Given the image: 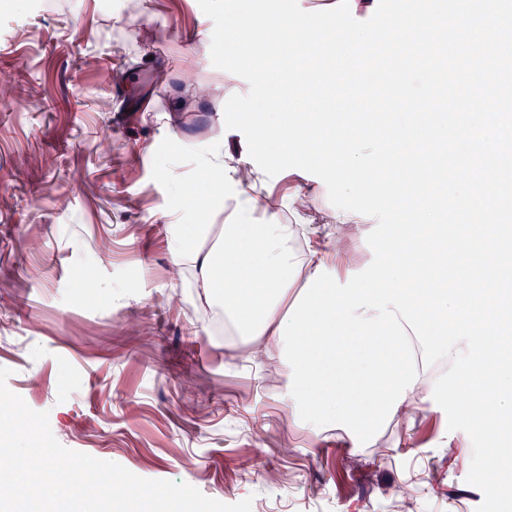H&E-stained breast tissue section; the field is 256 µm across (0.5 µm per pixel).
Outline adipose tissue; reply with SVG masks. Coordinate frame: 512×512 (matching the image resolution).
<instances>
[{
    "instance_id": "1",
    "label": "adipose tissue",
    "mask_w": 512,
    "mask_h": 512,
    "mask_svg": "<svg viewBox=\"0 0 512 512\" xmlns=\"http://www.w3.org/2000/svg\"><path fill=\"white\" fill-rule=\"evenodd\" d=\"M205 167L206 189L183 192L184 208L195 210L227 195L236 202L234 221L219 226L214 244L207 249L197 245L206 225H176L174 264L193 265L202 298L223 306L225 318L248 345L253 362L282 371L278 333L285 306L294 302L318 265L336 271L342 279L348 271L360 269L350 244L370 237L371 218L360 208H323L317 193L300 187L289 195L288 208L306 224V232L295 233L292 225L272 218L257 224L253 216L261 208L258 171L243 161L228 166L220 148L210 153ZM317 224L330 225L327 236L314 232Z\"/></svg>"
}]
</instances>
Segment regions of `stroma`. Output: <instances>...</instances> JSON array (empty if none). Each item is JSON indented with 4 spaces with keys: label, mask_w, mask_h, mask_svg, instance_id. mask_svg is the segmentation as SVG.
I'll return each instance as SVG.
<instances>
[{
    "label": "stroma",
    "mask_w": 512,
    "mask_h": 512,
    "mask_svg": "<svg viewBox=\"0 0 512 512\" xmlns=\"http://www.w3.org/2000/svg\"><path fill=\"white\" fill-rule=\"evenodd\" d=\"M213 28L198 0H0L8 387L65 448L227 504L252 498L253 512H475L465 434L445 414L420 404L406 448L391 426L363 447L291 429L283 376L239 354L191 268L173 277L171 225L231 214L222 200L183 212L177 188L204 181L216 143L248 156L224 106L249 85L213 65ZM302 185L323 182L267 179L270 215L287 221Z\"/></svg>",
    "instance_id": "obj_1"
}]
</instances>
